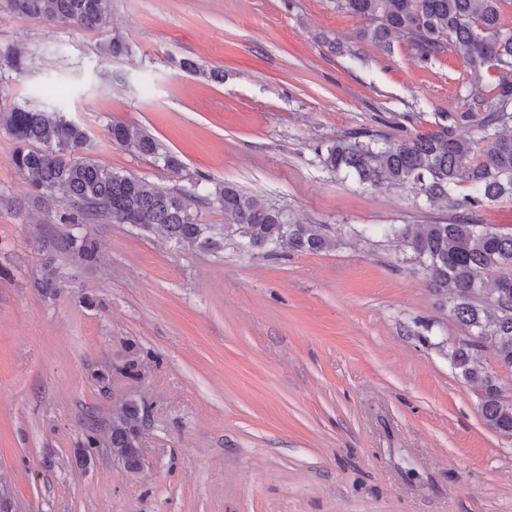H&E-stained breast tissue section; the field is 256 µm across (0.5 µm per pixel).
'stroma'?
I'll list each match as a JSON object with an SVG mask.
<instances>
[{
	"label": "stroma",
	"instance_id": "stroma-1",
	"mask_svg": "<svg viewBox=\"0 0 512 512\" xmlns=\"http://www.w3.org/2000/svg\"><path fill=\"white\" fill-rule=\"evenodd\" d=\"M365 26L336 0H112L94 29L0 0V46L29 60L5 75L11 100L82 125L95 162L168 188L229 182L336 239L276 255L233 239L215 253L87 224L99 257L85 265L0 132V486L12 512H512V435L486 426L452 362L466 331L405 242L377 232L456 211L363 187L319 154L356 128L436 129L462 110L470 71L451 51L420 62L402 38L384 51ZM116 34L130 46L118 59L103 52ZM115 121L150 133L181 174L112 144ZM49 270L53 297L38 286ZM135 355L130 378L120 368ZM106 365L104 393L92 374ZM130 398L149 413L141 467L106 448L78 464L88 418L108 437Z\"/></svg>",
	"mask_w": 512,
	"mask_h": 512
}]
</instances>
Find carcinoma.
I'll use <instances>...</instances> for the list:
<instances>
[{
	"instance_id": "carcinoma-1",
	"label": "carcinoma",
	"mask_w": 512,
	"mask_h": 512,
	"mask_svg": "<svg viewBox=\"0 0 512 512\" xmlns=\"http://www.w3.org/2000/svg\"><path fill=\"white\" fill-rule=\"evenodd\" d=\"M505 2L336 0L338 7L367 21L362 36L379 46L387 47L394 37L403 36L423 61L450 50L474 75L494 69L499 76L489 89L477 82L466 88L470 107L460 119L474 117L477 107L482 110L480 149L457 135L454 122L401 140L364 128L330 140L321 158L326 168L349 172L364 185L400 186L461 212L450 223L424 224L417 231L392 225L389 232L407 242L430 284L443 292L453 316L466 329L468 339L454 352L453 364L477 393L485 424L512 434V399L503 396L493 375L472 362V350L488 341L500 363L512 367V234L482 230L469 218L487 203L512 198V34L502 31ZM111 4L112 0H9L18 14L75 29L104 24ZM3 68L21 74L26 58L14 48L0 47ZM0 130L15 144L10 162L16 171L33 178L37 196L61 203L55 223L62 226L104 221L160 228L175 245L204 250L224 249L226 238L265 251L318 252L335 245L321 226L297 224L285 210L231 184H219L200 196L110 170L83 154L88 143L85 129L56 110L13 104L0 111ZM108 135L112 143L133 147L174 174L183 169L177 155L141 128L114 122ZM463 183L468 192L456 194ZM211 203L224 211V223H200L198 206ZM61 244L82 263L97 260L96 243L86 234L67 231ZM146 421L145 407L134 399L122 402L112 416L108 446L130 471L141 466ZM99 443L97 429L88 428L75 452L77 460L88 462Z\"/></svg>"
}]
</instances>
